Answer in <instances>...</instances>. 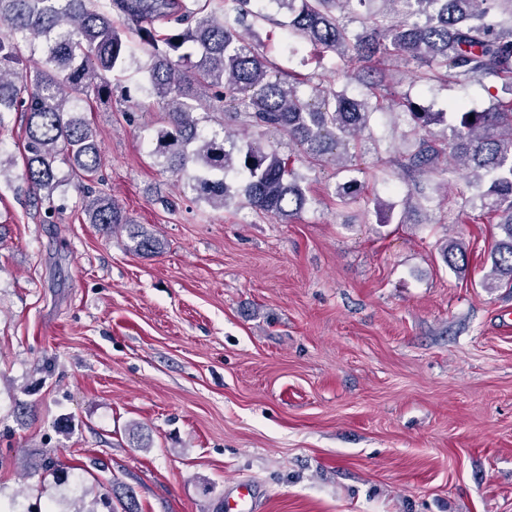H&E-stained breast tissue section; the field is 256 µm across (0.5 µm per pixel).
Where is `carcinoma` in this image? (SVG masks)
<instances>
[{"label":"carcinoma","mask_w":512,"mask_h":512,"mask_svg":"<svg viewBox=\"0 0 512 512\" xmlns=\"http://www.w3.org/2000/svg\"><path fill=\"white\" fill-rule=\"evenodd\" d=\"M288 14L291 53L309 44L331 51L356 69L394 59L429 83L442 78L477 84L487 94L482 110L458 104L452 112H429L399 98L411 150L401 161L409 173H429L443 161L465 174L476 188L479 213L460 210L458 220H496L502 232L491 251L485 288H512V0H270ZM236 20L262 15L250 0H224ZM117 13L135 28L146 47L148 91L162 104L166 128L155 149L165 169L185 173L194 167L192 189L216 207L237 197L255 211L291 221L305 208L306 178L257 138L240 140L213 131L195 117L198 87L221 91L223 111L246 118L253 128L288 135L306 155L338 167L351 160L350 145L369 129L377 104L372 96L351 97L331 90L323 75L287 80L259 42L251 43L212 0H0V113L26 115L24 175L33 193L56 186L55 162H69L75 187L85 198L89 223L104 233L128 229L133 250L156 254L161 243L135 227L112 197L83 183L96 172L102 154L90 125L67 117L68 97L99 98L109 93L107 74L125 69L132 56L126 31L113 25ZM39 43L42 64L34 75L18 71L22 48ZM441 126V133L433 127ZM233 173L238 185L227 181ZM444 261L465 260L462 243L447 241Z\"/></svg>","instance_id":"1"}]
</instances>
